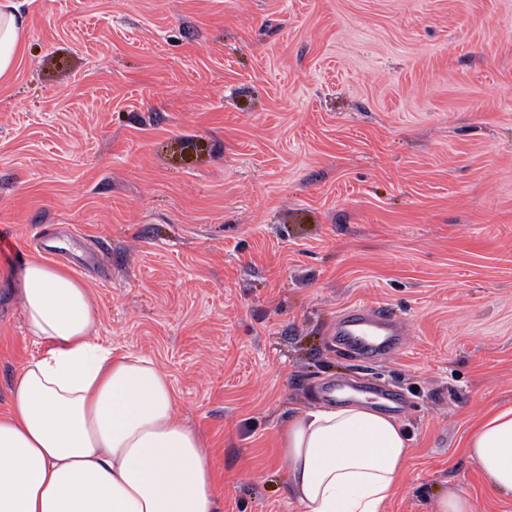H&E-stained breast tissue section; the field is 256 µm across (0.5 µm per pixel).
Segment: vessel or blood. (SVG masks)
<instances>
[{
    "mask_svg": "<svg viewBox=\"0 0 512 512\" xmlns=\"http://www.w3.org/2000/svg\"><path fill=\"white\" fill-rule=\"evenodd\" d=\"M404 336L402 323L384 306L357 305L339 315L334 342L368 367L398 353Z\"/></svg>",
    "mask_w": 512,
    "mask_h": 512,
    "instance_id": "b4317fda",
    "label": "vessel or blood"
}]
</instances>
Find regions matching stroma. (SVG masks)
Segmentation results:
<instances>
[{
  "mask_svg": "<svg viewBox=\"0 0 512 512\" xmlns=\"http://www.w3.org/2000/svg\"><path fill=\"white\" fill-rule=\"evenodd\" d=\"M45 246L97 340L168 372L223 512H297L279 431L336 381L407 395L382 512L452 486L512 512L465 449L512 405V0H31L0 81V416ZM359 303L407 329L368 368L331 344Z\"/></svg>",
  "mask_w": 512,
  "mask_h": 512,
  "instance_id": "stroma-1",
  "label": "stroma"
}]
</instances>
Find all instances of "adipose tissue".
<instances>
[{"instance_id":"adipose-tissue-1","label":"adipose tissue","mask_w":512,"mask_h":512,"mask_svg":"<svg viewBox=\"0 0 512 512\" xmlns=\"http://www.w3.org/2000/svg\"><path fill=\"white\" fill-rule=\"evenodd\" d=\"M24 34L15 0H0V78ZM18 292L45 350L18 374L0 417V512H221L208 445L179 419L168 373L94 341L86 283L34 259ZM280 442L299 512H381L410 457L402 423L362 405L304 409ZM467 448L512 497V407L484 416Z\"/></svg>"}]
</instances>
